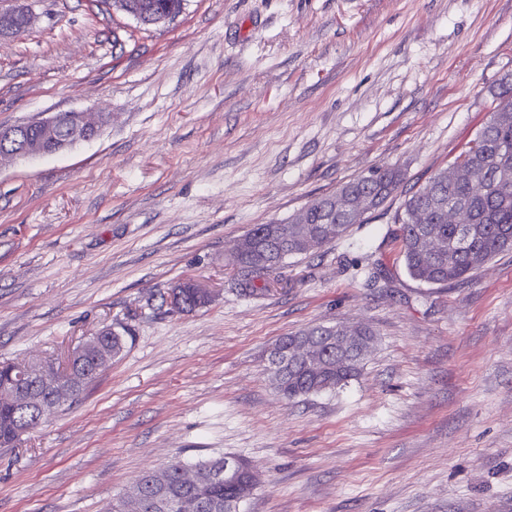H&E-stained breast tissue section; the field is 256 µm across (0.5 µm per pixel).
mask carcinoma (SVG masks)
I'll use <instances>...</instances> for the list:
<instances>
[{"mask_svg": "<svg viewBox=\"0 0 512 512\" xmlns=\"http://www.w3.org/2000/svg\"><path fill=\"white\" fill-rule=\"evenodd\" d=\"M170 19L178 17L184 0H141ZM500 112H493L480 129L472 146L459 158L480 184L457 179L453 168L436 172L425 185L404 199L400 224L402 257L408 274L427 285H448L473 276L497 254L512 250V179L503 182L500 174L512 172V79L505 78L498 94ZM401 173L392 167H375L372 172L343 183L334 194L311 201L307 223L293 221L256 224L245 235L249 247L232 267L237 271L235 289L245 297H258L279 282L285 260L318 249L344 234L357 223L354 203L361 197L368 209L383 205L396 191ZM462 212L458 224L448 223V208ZM438 237L443 249H427L423 238ZM184 313L209 303L192 288H181ZM131 336L127 329L101 334L84 354L72 362V371L83 375L91 370L102 352L116 358L124 352ZM374 332L367 326L336 324L314 326L281 337L269 357L275 388L293 400L342 386L363 367ZM37 415L0 402V443L13 442L19 428L35 424ZM240 475L232 484L224 483V457L194 465L174 461L160 478L155 472L142 474L134 492L110 500L103 512H182L181 500L194 503L193 512H238L239 504L251 495L260 478L245 459H238ZM195 483L185 484L187 471Z\"/></svg>", "mask_w": 512, "mask_h": 512, "instance_id": "carcinoma-1", "label": "carcinoma"}]
</instances>
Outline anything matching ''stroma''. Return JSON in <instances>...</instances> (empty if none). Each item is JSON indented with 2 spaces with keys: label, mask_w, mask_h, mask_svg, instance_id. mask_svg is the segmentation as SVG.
<instances>
[{
  "label": "stroma",
  "mask_w": 512,
  "mask_h": 512,
  "mask_svg": "<svg viewBox=\"0 0 512 512\" xmlns=\"http://www.w3.org/2000/svg\"><path fill=\"white\" fill-rule=\"evenodd\" d=\"M0 40V127L92 110L96 137L0 161V359L133 342L86 394L0 449V512H100L147 471L219 455L239 512H512V250L413 280L394 216L465 151L512 76V0H185L145 27L104 0H26ZM398 190L288 258L265 295L228 260L376 166ZM211 292L190 314L176 284ZM370 327L345 386L274 388L277 340Z\"/></svg>",
  "instance_id": "1"
}]
</instances>
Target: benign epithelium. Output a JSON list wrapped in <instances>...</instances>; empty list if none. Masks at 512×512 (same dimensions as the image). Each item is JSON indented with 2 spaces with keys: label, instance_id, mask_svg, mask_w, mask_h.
Here are the masks:
<instances>
[{
  "label": "benign epithelium",
  "instance_id": "benign-epithelium-1",
  "mask_svg": "<svg viewBox=\"0 0 512 512\" xmlns=\"http://www.w3.org/2000/svg\"><path fill=\"white\" fill-rule=\"evenodd\" d=\"M112 8L138 21L144 18L134 0H113ZM34 21L35 16L22 5V0H0L1 39L25 33ZM101 124L100 115L92 112L79 113L77 120L68 125L62 124L60 115H50L34 122L41 130L44 141L26 142L21 146L18 145L17 129L0 128V159L45 154L47 147L53 143L57 144L56 150L60 151L94 137ZM83 348L84 345H79L62 363L54 358L44 357L17 364L22 372L21 378L34 380L46 394L45 398L37 402L40 419L48 418L58 405L68 402L75 389L84 381V377L72 372V360ZM0 399L19 407L31 403L22 382L16 386H0Z\"/></svg>",
  "mask_w": 512,
  "mask_h": 512
}]
</instances>
